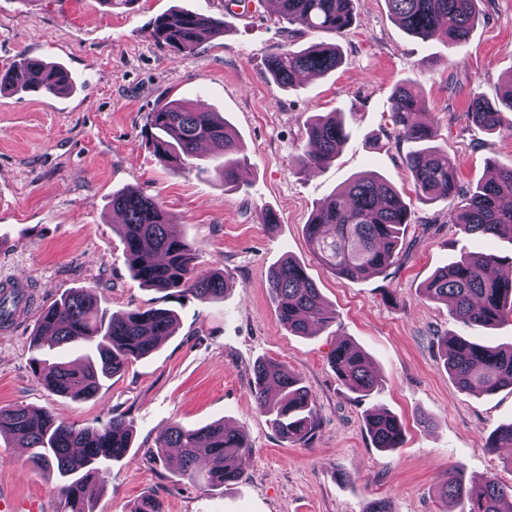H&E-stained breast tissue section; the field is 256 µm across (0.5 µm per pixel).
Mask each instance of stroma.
Returning a JSON list of instances; mask_svg holds the SVG:
<instances>
[{"instance_id": "stroma-1", "label": "stroma", "mask_w": 512, "mask_h": 512, "mask_svg": "<svg viewBox=\"0 0 512 512\" xmlns=\"http://www.w3.org/2000/svg\"><path fill=\"white\" fill-rule=\"evenodd\" d=\"M470 40L450 50L406 35L385 0H355L350 30L340 37L343 62L285 90L265 61L288 44V25L268 0H0V71L34 57L66 67L65 94L0 92V275L19 277L35 308L0 333V407L44 408L76 427L127 416L133 446L113 463L95 512H131L142 498L165 512H444V474L465 481L497 473L512 483L486 447L491 431L512 423V390L488 396L461 391L439 359L437 340L462 333L445 304L423 298L424 282L460 252L512 253V243L469 235L454 224V204L426 202L414 191L390 120L394 87H421L419 122L432 143L455 156L462 190L475 189L493 167L512 165V128L487 131L469 117L473 93L496 100L512 75V0H479ZM189 10L220 20L223 36L197 53L154 42L161 15ZM184 99L221 113L237 133L246 161L233 190L215 173L179 174L146 139L147 115ZM346 115L349 137L331 164L300 171L305 125L315 115ZM372 172L400 191L412 213L404 256L382 273L349 280L311 253L304 226L320 202L348 179ZM136 187L158 200L171 229L192 242L198 269H223V299L167 295L143 288L129 271L109 200ZM279 222L264 224L265 211ZM302 264L336 313L308 336L288 332L269 296L267 273L284 258ZM94 287L101 307L172 310L175 332L150 356L104 382L95 397L72 400L48 392L31 370L37 310L75 288ZM395 298H387V291ZM373 360L382 387L355 401L328 356L340 340ZM272 359L296 373L316 398L320 425L308 445L282 439L256 406V362ZM383 408L405 430L400 447L374 448L364 415ZM432 427L418 425V416ZM245 432L251 453L234 483L212 487L176 476L148 450L173 425L216 421ZM0 494L38 500L57 512L54 482L31 468L27 454L0 439Z\"/></svg>"}]
</instances>
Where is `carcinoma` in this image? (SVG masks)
<instances>
[{
    "instance_id": "cac0c4a2",
    "label": "carcinoma",
    "mask_w": 512,
    "mask_h": 512,
    "mask_svg": "<svg viewBox=\"0 0 512 512\" xmlns=\"http://www.w3.org/2000/svg\"><path fill=\"white\" fill-rule=\"evenodd\" d=\"M279 16L294 32H322L343 36L353 22V0H271ZM478 0H387L390 14L409 35L439 40L451 49L467 43L479 20ZM224 33L221 23L191 11L157 17L151 29L155 42L192 54L206 41ZM343 62L340 46L312 42L293 50L281 46L266 63L269 78L282 88L297 83L303 73L327 74ZM17 70L0 72V89L17 86L25 91L67 93L72 88L68 71L39 58L25 57ZM418 87L402 82L392 94L391 121L396 142L422 148L406 154L415 193L426 200L457 201L455 224L467 234L504 239L512 244V168L472 192L461 191L455 159L439 147H426L431 130L415 121ZM471 121L489 131L503 126L504 113H512V77L492 104L476 93L471 99ZM147 137L155 154L172 170L204 172L198 145L208 143L213 170L224 186L237 182L244 159L230 125L216 112H201L186 102H166L148 114ZM348 138L341 112L318 115L306 123V145L299 157L303 168L321 167L339 154ZM112 211L123 217L119 225L132 277L157 292H178L202 300L224 297V270L199 271L196 253L186 239L173 235L169 218L159 202L138 188L112 194ZM411 212L400 192L372 174H362L313 210L305 235L315 256L336 274L359 279L384 271L401 258V241ZM512 268V257L496 253L462 254L438 269L421 295L445 304L468 328L494 326L512 315V275L491 276L497 266ZM268 288L280 323L307 336L313 325L327 327L336 316L323 303L319 288L297 262L286 258L270 268ZM172 311L137 307L107 315L93 289L78 288L40 310L32 345L39 350L75 344L87 349L86 361L71 363L35 357L32 372L49 392L73 399L98 393L102 382L149 356L158 341L174 332ZM441 360L458 388L469 394L491 395L512 389V344L489 346L452 334L440 337ZM337 379L363 401L379 390L382 379L367 353L353 342L339 343L329 355ZM253 398L270 414V424L289 443H310L320 424L315 398L301 379L285 365L260 361L253 367ZM365 427L374 447H400L404 428L389 412L367 413ZM0 437L29 449L30 465L55 478L58 512H95L107 471L130 451L131 424L114 415L93 428H77L47 409L23 406L0 408ZM179 450L178 475L190 482L203 477L210 486L240 479V461L251 446L243 431L214 422L200 429L171 426L161 432L152 458L163 462L168 449ZM487 448L512 469V424L491 432ZM446 512H501L512 498V483L488 475L466 484L457 472L441 483Z\"/></svg>"
}]
</instances>
